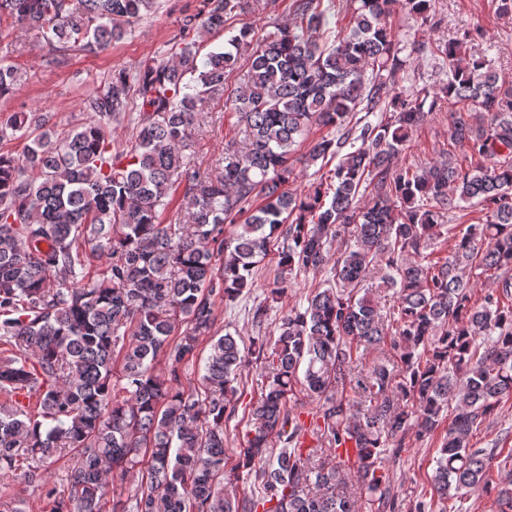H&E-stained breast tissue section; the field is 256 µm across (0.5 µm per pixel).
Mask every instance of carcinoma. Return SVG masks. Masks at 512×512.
<instances>
[{"label":"carcinoma","instance_id":"obj_1","mask_svg":"<svg viewBox=\"0 0 512 512\" xmlns=\"http://www.w3.org/2000/svg\"><path fill=\"white\" fill-rule=\"evenodd\" d=\"M357 2L334 43L322 0H292L294 25L262 37L243 25L203 54L254 3L202 0L181 11L166 57L115 70L86 94L82 122L51 131L34 112L0 118L1 144L26 140L21 157L0 152V343L12 347L0 358V476L20 470L31 482L76 454L68 493L46 490L52 512H104L109 482L143 468L146 484L112 512H354L358 497L396 512L389 449L435 433L445 411L434 494L455 503L490 486L492 457L471 438L512 399V85L468 54L473 28L436 48L448 61L438 92L399 90L390 17L400 7L426 20L434 0ZM162 7L0 0V26L32 31L61 67L69 51H104ZM247 49L243 84L227 97ZM19 81L0 56V98ZM221 97L234 135L224 166L203 175L182 146L201 104ZM441 100L464 104L451 113L450 140L466 153L395 166ZM357 109L388 116L352 124ZM114 123L134 130L122 147ZM315 126L336 135L311 143L305 162L336 165L330 182L298 195L289 159ZM179 189L185 222L165 224ZM469 206L484 217L460 230L444 223ZM441 240L444 257L433 249ZM89 243L105 267L91 270ZM269 256L273 301L297 275L332 268L327 286L283 315L273 344L253 339L265 383L231 464L224 417L235 410L242 337L215 334V300L251 288ZM478 269L494 271L481 296ZM379 288L393 291L386 313ZM206 336L201 396L184 380ZM299 392L319 402L308 423L288 407ZM241 469L261 495L224 488V473Z\"/></svg>","mask_w":512,"mask_h":512}]
</instances>
